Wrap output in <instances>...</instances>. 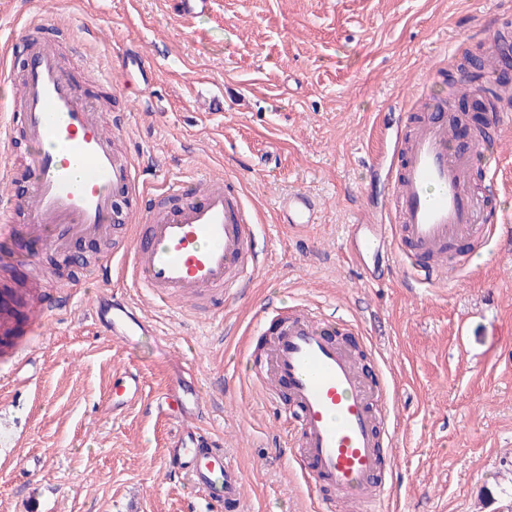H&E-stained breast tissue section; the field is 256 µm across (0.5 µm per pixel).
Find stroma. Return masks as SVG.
Here are the masks:
<instances>
[{"instance_id":"obj_1","label":"stroma","mask_w":512,"mask_h":512,"mask_svg":"<svg viewBox=\"0 0 512 512\" xmlns=\"http://www.w3.org/2000/svg\"><path fill=\"white\" fill-rule=\"evenodd\" d=\"M510 22L512 0H209L200 13L180 0H0V51L41 24L75 77L88 63L105 75L85 92L106 128L122 123L116 146L141 181L233 177L268 256L244 293L205 313L135 294L158 334L129 351L90 316L93 265L125 245V226L64 251L10 245L25 260L0 269V300L16 311L0 342V512H218L189 476L165 470L178 421L142 404L101 409L121 369L154 397L179 365L208 400L198 425L246 476L243 512H316L290 420L245 372L270 325L304 307L357 323L368 373L397 380L383 512H512V136L476 181L497 178L504 221L487 245L468 241L472 269L421 288L398 268L373 285L343 250L350 225L386 217L385 170L371 161L403 131L385 116L419 113L434 89L451 95L464 51L490 47ZM134 47L155 73L136 101L116 88ZM28 151L18 139L0 157V212L17 224L30 219L17 204ZM297 191L321 204L300 237L278 208ZM35 280L40 294L73 295L30 340Z\"/></svg>"}]
</instances>
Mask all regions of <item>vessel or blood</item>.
<instances>
[{
  "label": "vessel or blood",
  "mask_w": 512,
  "mask_h": 512,
  "mask_svg": "<svg viewBox=\"0 0 512 512\" xmlns=\"http://www.w3.org/2000/svg\"><path fill=\"white\" fill-rule=\"evenodd\" d=\"M20 52V109L0 123V141L12 143L19 134L33 147L27 168L31 190L23 201L31 221L0 220V241L50 238L61 246L105 238L115 222V196L138 191L135 164L115 154L111 136L49 43L28 34ZM454 138L441 113L427 112L412 122L391 158L393 221L353 225L344 245L357 267L367 268L369 258L386 248L395 266L431 286L468 267L444 260L450 241L490 239L498 224L490 207L496 185L476 192L472 154L456 149ZM317 212L308 193L290 194L289 231H304ZM256 224L253 209L227 176L193 175L143 193L128 245L96 269L93 320L129 348L153 333L152 322L136 313L131 299L114 295L116 275L163 305L174 299L220 303L244 291L266 261L255 244ZM70 299L66 291L42 299L27 335H43L51 309ZM259 381L272 403H288L294 461L314 482L319 512H337L344 500L364 512H382L386 450L395 434V383L382 375L369 378L355 345L329 336L310 308L284 318L272 332ZM119 389L120 399L109 410L141 402L139 373H125ZM165 393L184 422L168 445V471L188 474L221 512H241L244 473L225 456L220 440L193 423L205 406L202 392L179 377Z\"/></svg>",
  "instance_id": "obj_1"
}]
</instances>
